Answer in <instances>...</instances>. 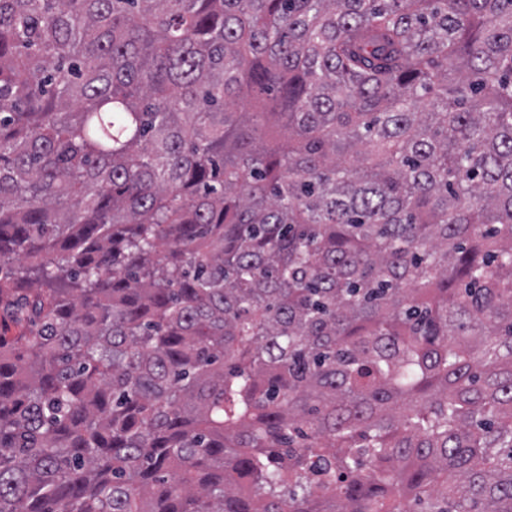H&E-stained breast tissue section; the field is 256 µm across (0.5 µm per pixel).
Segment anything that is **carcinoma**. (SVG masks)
Here are the masks:
<instances>
[{
	"label": "carcinoma",
	"mask_w": 512,
	"mask_h": 512,
	"mask_svg": "<svg viewBox=\"0 0 512 512\" xmlns=\"http://www.w3.org/2000/svg\"><path fill=\"white\" fill-rule=\"evenodd\" d=\"M0 512H512V0H0Z\"/></svg>",
	"instance_id": "cac0c4a2"
}]
</instances>
